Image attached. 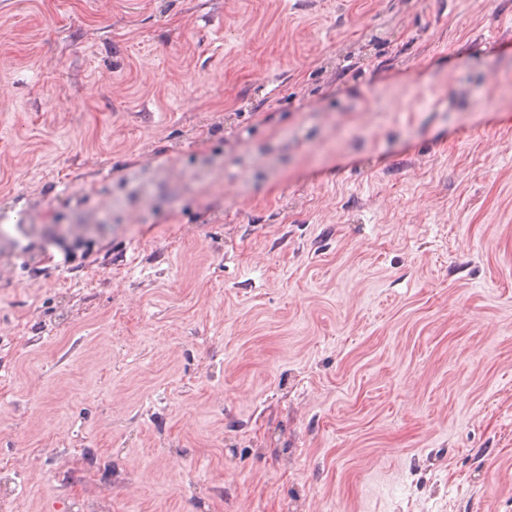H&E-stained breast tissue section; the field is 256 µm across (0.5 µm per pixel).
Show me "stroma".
Instances as JSON below:
<instances>
[{
    "label": "stroma",
    "mask_w": 512,
    "mask_h": 512,
    "mask_svg": "<svg viewBox=\"0 0 512 512\" xmlns=\"http://www.w3.org/2000/svg\"><path fill=\"white\" fill-rule=\"evenodd\" d=\"M2 214L0 512H512V0H0Z\"/></svg>",
    "instance_id": "1"
}]
</instances>
